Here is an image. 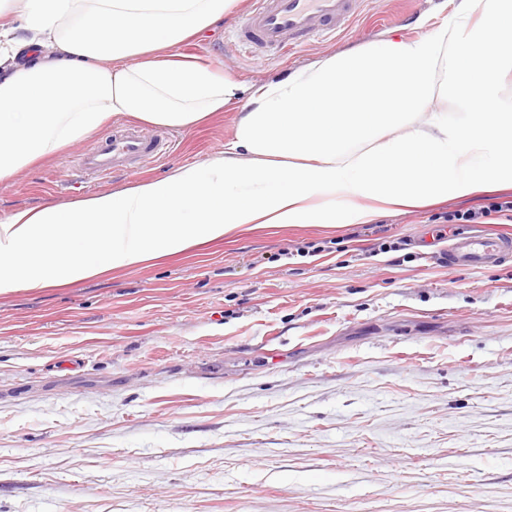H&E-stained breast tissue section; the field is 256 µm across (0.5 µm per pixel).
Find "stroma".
<instances>
[{"label": "stroma", "mask_w": 512, "mask_h": 512, "mask_svg": "<svg viewBox=\"0 0 512 512\" xmlns=\"http://www.w3.org/2000/svg\"><path fill=\"white\" fill-rule=\"evenodd\" d=\"M456 0H365L335 40L225 54L237 10L178 46L243 84L434 32ZM227 109L160 128L172 153L107 178L89 142L0 184V215L223 151ZM242 229L61 288L0 295V512H512V262L451 269L448 212ZM313 245L316 255H299Z\"/></svg>", "instance_id": "35a3bbf8"}]
</instances>
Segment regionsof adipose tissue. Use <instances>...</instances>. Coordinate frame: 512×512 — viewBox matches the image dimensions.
I'll use <instances>...</instances> for the list:
<instances>
[{
	"label": "adipose tissue",
	"mask_w": 512,
	"mask_h": 512,
	"mask_svg": "<svg viewBox=\"0 0 512 512\" xmlns=\"http://www.w3.org/2000/svg\"><path fill=\"white\" fill-rule=\"evenodd\" d=\"M240 0H0V182L112 116L187 129L241 102L224 150L163 177L0 217V294L56 288L254 225L369 224L512 188V0H459L433 33L383 37L245 86L174 49ZM450 100L438 111L436 99Z\"/></svg>",
	"instance_id": "1"
}]
</instances>
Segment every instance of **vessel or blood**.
<instances>
[{"label": "vessel or blood", "instance_id": "vessel-or-blood-1", "mask_svg": "<svg viewBox=\"0 0 512 512\" xmlns=\"http://www.w3.org/2000/svg\"><path fill=\"white\" fill-rule=\"evenodd\" d=\"M363 0H253L250 13L237 29L238 42L259 54L279 55L316 38H328L346 29L357 17ZM171 150L169 141L141 127L118 123L79 159L81 169L99 177L117 170H140ZM512 258V234L452 237L447 251L449 267L480 270Z\"/></svg>", "mask_w": 512, "mask_h": 512}]
</instances>
